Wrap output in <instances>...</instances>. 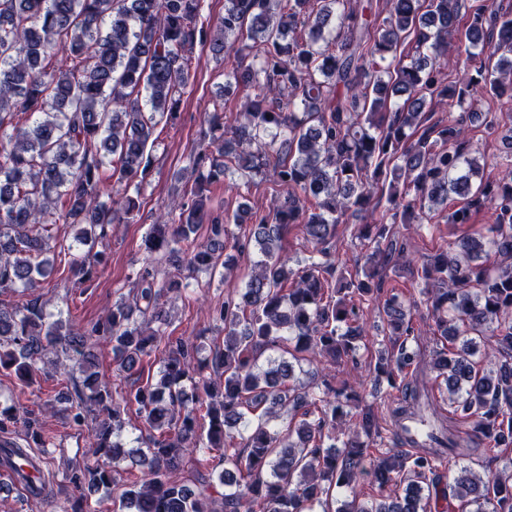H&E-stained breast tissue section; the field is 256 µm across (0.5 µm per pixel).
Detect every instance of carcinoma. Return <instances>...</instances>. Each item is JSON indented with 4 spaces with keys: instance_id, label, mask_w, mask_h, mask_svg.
<instances>
[{
    "instance_id": "obj_1",
    "label": "carcinoma",
    "mask_w": 512,
    "mask_h": 512,
    "mask_svg": "<svg viewBox=\"0 0 512 512\" xmlns=\"http://www.w3.org/2000/svg\"><path fill=\"white\" fill-rule=\"evenodd\" d=\"M204 0H0V370L29 388L41 367L74 384L58 409L87 430L85 454L96 462L71 476V512H89L84 480L112 490L113 512H512V471L484 459L477 476L462 466L441 472L447 456L512 448V170L482 179L468 150V111L476 97L512 98V13L484 0H224L220 38L211 37ZM468 17L460 32L462 17ZM225 54L224 95L242 92L235 112L208 115V129L180 179L183 197L151 227L147 265L104 319L85 327L46 310L32 293L53 271L58 222L80 224L68 246L78 282L93 279L109 255L82 247L104 242L112 225L134 217L151 165L148 146L160 118L175 116L196 43ZM490 65L469 75L472 51ZM456 116L430 122L436 108ZM25 115L23 127L15 118ZM273 173L279 196L253 215L248 241L258 247L241 289L224 294L215 319L224 341L171 337L162 295L190 273L230 271L222 256L230 224L207 207V186L234 173ZM124 188L114 189V174ZM463 205L449 217L468 224L491 210L492 236L439 249L417 268L437 334L455 342L432 357L448 396V414L409 376L419 360L410 306L384 292L390 257L381 244L394 225L422 228L449 195ZM385 217L374 218L382 203ZM373 219L351 237L365 249L355 272L336 274L330 260L336 225L348 213ZM210 224V236H196ZM300 226L313 255L292 262L282 245ZM503 258L489 263L491 255ZM379 312L387 345L370 376L398 392L390 415L397 447L365 466L376 429L369 409L346 382L320 386L300 378L302 364L325 371L368 349L364 309ZM112 343L116 370L131 378L142 358L164 357L155 380L113 390L96 370L93 348ZM135 405L148 428L140 475L119 488L122 414ZM286 432L272 421L281 412ZM23 427L27 446L9 435ZM241 439L242 444L234 443ZM48 447L14 398L0 399V448L41 471L32 448ZM217 453V480L195 487L171 477L185 456ZM370 475L377 493L364 498ZM13 477L38 502L46 478ZM347 492L334 506L333 491Z\"/></svg>"
}]
</instances>
